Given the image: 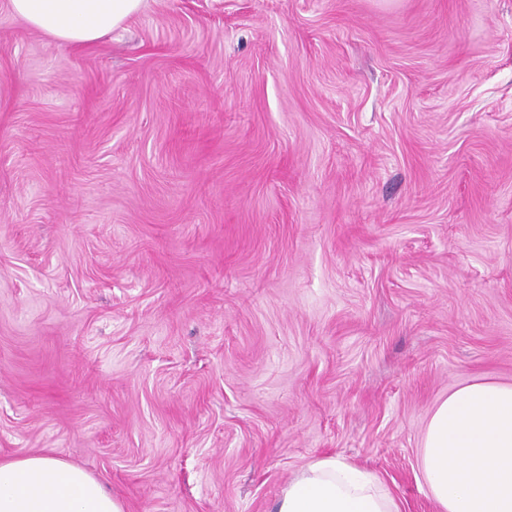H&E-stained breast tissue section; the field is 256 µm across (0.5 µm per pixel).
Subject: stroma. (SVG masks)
Listing matches in <instances>:
<instances>
[{
    "instance_id": "obj_1",
    "label": "stroma",
    "mask_w": 512,
    "mask_h": 512,
    "mask_svg": "<svg viewBox=\"0 0 512 512\" xmlns=\"http://www.w3.org/2000/svg\"><path fill=\"white\" fill-rule=\"evenodd\" d=\"M512 383V0H0V459L125 512H275L336 454L401 512L436 402ZM145 0H8L10 11L28 26L66 45L95 44L131 16Z\"/></svg>"
}]
</instances>
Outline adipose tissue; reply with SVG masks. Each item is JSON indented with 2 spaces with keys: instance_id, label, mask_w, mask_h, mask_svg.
Instances as JSON below:
<instances>
[{
  "instance_id": "ef3b65f1",
  "label": "adipose tissue",
  "mask_w": 512,
  "mask_h": 512,
  "mask_svg": "<svg viewBox=\"0 0 512 512\" xmlns=\"http://www.w3.org/2000/svg\"><path fill=\"white\" fill-rule=\"evenodd\" d=\"M145 0H8L28 26L66 45L95 44ZM419 468L438 512H512V383L477 379L433 407ZM0 512H124L98 479L45 455L0 460ZM275 512H400L374 474L338 455L306 463Z\"/></svg>"
}]
</instances>
